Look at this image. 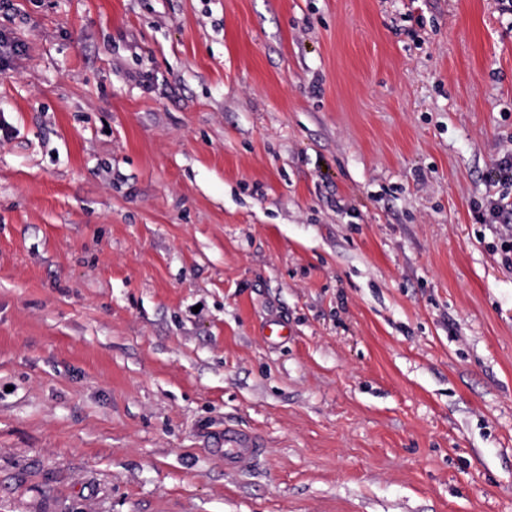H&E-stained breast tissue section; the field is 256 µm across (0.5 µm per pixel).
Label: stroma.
<instances>
[{
  "label": "stroma",
  "instance_id": "obj_1",
  "mask_svg": "<svg viewBox=\"0 0 512 512\" xmlns=\"http://www.w3.org/2000/svg\"><path fill=\"white\" fill-rule=\"evenodd\" d=\"M0 31V512H512L502 0ZM507 198V195H502L498 199L490 201L487 217L490 223L502 224V226L510 228L512 232V201ZM219 444L220 450L224 452L226 465L239 472L249 471L262 451V444L255 436L227 427L224 428Z\"/></svg>",
  "mask_w": 512,
  "mask_h": 512
}]
</instances>
